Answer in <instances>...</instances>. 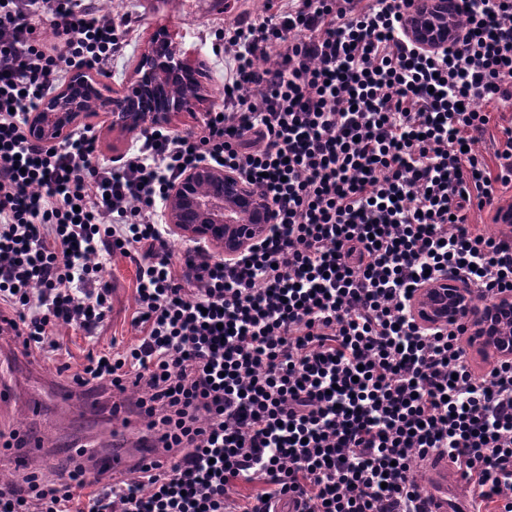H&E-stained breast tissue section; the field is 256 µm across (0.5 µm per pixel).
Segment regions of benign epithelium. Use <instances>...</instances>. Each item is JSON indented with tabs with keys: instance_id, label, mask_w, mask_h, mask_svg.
Masks as SVG:
<instances>
[{
	"instance_id": "1",
	"label": "benign epithelium",
	"mask_w": 512,
	"mask_h": 512,
	"mask_svg": "<svg viewBox=\"0 0 512 512\" xmlns=\"http://www.w3.org/2000/svg\"><path fill=\"white\" fill-rule=\"evenodd\" d=\"M455 0H406L404 31L417 46L436 51L458 46L462 29L454 23ZM202 63H191L171 40L154 39L141 53L134 76L120 92L84 102L70 88L97 84L100 79L75 71L68 86L46 96L29 115L25 133L49 144L62 142L69 127L90 112L106 113L112 129L147 135L170 123L181 112H205L213 100L197 77ZM177 89L166 109L155 102ZM167 220L171 230L220 250L224 258L238 256L276 229L271 202L254 193L239 174L221 166L201 164L169 186ZM412 314L425 328L463 323L474 335L473 345L495 360L512 359V294L483 304L474 289L444 277L423 285L411 303Z\"/></svg>"
}]
</instances>
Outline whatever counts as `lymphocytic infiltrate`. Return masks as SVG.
Listing matches in <instances>:
<instances>
[{
  "mask_svg": "<svg viewBox=\"0 0 512 512\" xmlns=\"http://www.w3.org/2000/svg\"><path fill=\"white\" fill-rule=\"evenodd\" d=\"M403 2L240 14L222 113L99 169L93 127L52 146L24 126L65 72L122 53L116 24L95 0H0V335L36 358L61 351L59 327L94 335L112 311L105 260L129 258L138 343L88 352L67 380L132 399L159 450L118 479L73 458L7 478L0 512H422L433 455L484 512H512V361L476 374L464 325L411 313L445 274L486 302L512 292V228L468 222L512 185V127L495 165L477 149L478 102L512 97V0H458L465 40L439 53L406 37ZM207 161L261 187L280 231L179 265L156 203ZM237 482L261 490L235 500Z\"/></svg>",
  "mask_w": 512,
  "mask_h": 512,
  "instance_id": "lymphocytic-infiltrate-1",
  "label": "lymphocytic infiltrate"
}]
</instances>
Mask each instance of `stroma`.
<instances>
[{
  "mask_svg": "<svg viewBox=\"0 0 512 512\" xmlns=\"http://www.w3.org/2000/svg\"><path fill=\"white\" fill-rule=\"evenodd\" d=\"M269 0H112L113 20L129 15L135 25L125 30L126 47L122 55L113 58L103 82L108 91H119L131 75L144 44L154 34L164 31L179 43L190 59L204 60L211 76L210 84L216 100L224 98L225 61L215 54L216 29L233 24L241 12L256 17L264 16ZM99 134L96 163L107 167L112 158L125 154L135 146L137 138L109 128L104 114H93L87 119ZM136 266L122 255H113L104 274L105 281L117 284L119 291L112 300V313L98 335L88 337L81 332L62 328L58 334L63 343L57 359L24 358L13 350L8 339L0 337V359L8 358L10 373L0 378V387L12 394L11 413H0V431L19 432L40 443L42 459L51 463L75 455L76 451H90L91 439H98L101 447H113L116 438L126 434L122 418L113 416V400L107 396L83 402L73 398L70 406H61L56 397L57 386L64 379L58 365L69 364L79 369L89 350L99 346L125 349L137 342L132 328L131 314L135 306Z\"/></svg>",
  "mask_w": 512,
  "mask_h": 512,
  "instance_id": "35a3bbf8",
  "label": "stroma"
}]
</instances>
